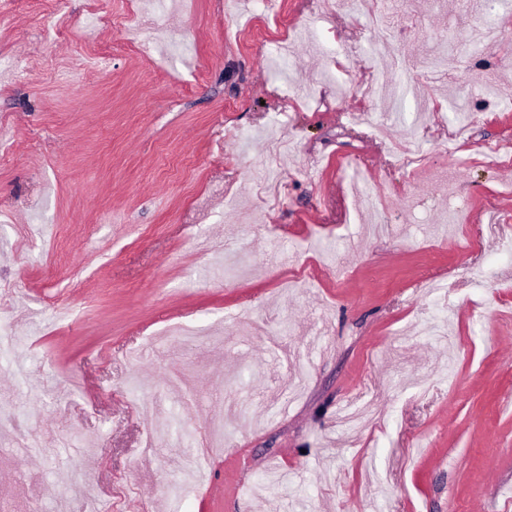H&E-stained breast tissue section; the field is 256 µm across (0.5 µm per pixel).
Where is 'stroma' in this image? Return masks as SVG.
<instances>
[{
    "mask_svg": "<svg viewBox=\"0 0 512 512\" xmlns=\"http://www.w3.org/2000/svg\"><path fill=\"white\" fill-rule=\"evenodd\" d=\"M274 7L66 0L58 36L0 0V55L31 62L20 82L0 71L7 512H61L80 489L96 512H512V24L429 83L441 110L421 113L394 65L422 73L512 0ZM94 8L111 28H86ZM130 23L157 32L149 58L50 78ZM375 81L391 100L370 104ZM458 169L452 236L429 174ZM377 182L371 233L351 186ZM478 263L485 284L448 275ZM176 322L200 336L165 335ZM306 354L305 391L277 402ZM372 398L379 423H339Z\"/></svg>",
    "mask_w": 512,
    "mask_h": 512,
    "instance_id": "35a3bbf8",
    "label": "stroma"
}]
</instances>
